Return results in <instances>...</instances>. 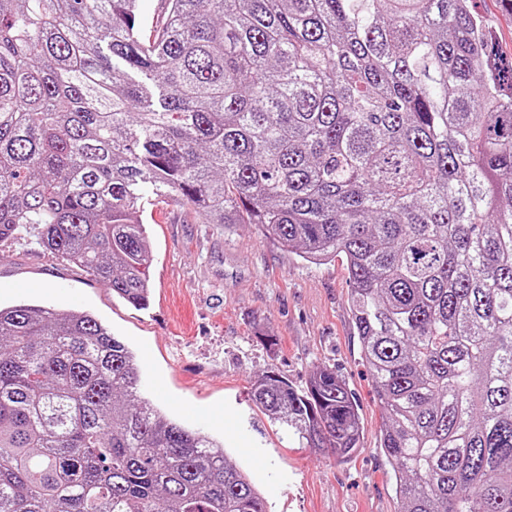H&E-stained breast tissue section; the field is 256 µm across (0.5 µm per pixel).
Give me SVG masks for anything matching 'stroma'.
<instances>
[{
  "label": "stroma",
  "instance_id": "35a3bbf8",
  "mask_svg": "<svg viewBox=\"0 0 512 512\" xmlns=\"http://www.w3.org/2000/svg\"><path fill=\"white\" fill-rule=\"evenodd\" d=\"M498 53L512 58V14L474 0ZM152 299L138 310L83 270L24 242L0 244V303L86 311L138 358L141 393L184 425L224 440L270 512H398L381 450L383 409L362 359L346 265L303 261L254 225L205 224L178 204L146 205ZM275 337L267 346L265 337ZM336 370L360 416L359 451L297 448L248 397L275 371L304 388L315 367Z\"/></svg>",
  "mask_w": 512,
  "mask_h": 512
}]
</instances>
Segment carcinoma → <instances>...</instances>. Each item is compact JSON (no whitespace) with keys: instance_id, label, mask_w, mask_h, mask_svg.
<instances>
[{"instance_id":"1","label":"carcinoma","mask_w":512,"mask_h":512,"mask_svg":"<svg viewBox=\"0 0 512 512\" xmlns=\"http://www.w3.org/2000/svg\"><path fill=\"white\" fill-rule=\"evenodd\" d=\"M0 0V242L150 305L143 184L345 258L399 512H512V61L473 0ZM143 73L160 89L134 79ZM249 398L351 458L336 371ZM0 512H268L86 312L0 306Z\"/></svg>"}]
</instances>
